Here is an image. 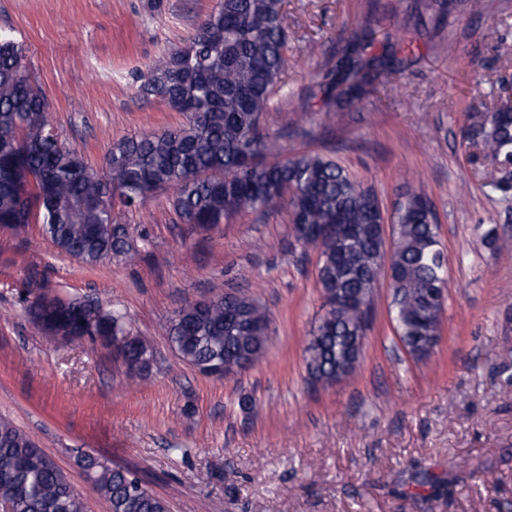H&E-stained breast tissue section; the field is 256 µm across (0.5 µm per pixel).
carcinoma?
I'll return each instance as SVG.
<instances>
[{"label": "carcinoma", "mask_w": 512, "mask_h": 512, "mask_svg": "<svg viewBox=\"0 0 512 512\" xmlns=\"http://www.w3.org/2000/svg\"><path fill=\"white\" fill-rule=\"evenodd\" d=\"M284 0H218L187 41L148 66L139 90L186 114L184 126L124 137L112 143L103 171L91 169L51 126L47 100L32 79L24 48L0 31V224L42 233L64 255L96 267L136 249L124 224L113 222L115 203L144 205L163 188L182 223L207 229L240 213L287 210L294 246L318 249L317 281L324 314L307 346V370L327 385L354 374L366 335L377 276L390 273L399 340L421 352L440 335L443 304L437 288L446 280L437 225L417 191L403 194L393 215L396 238L384 249L373 225L385 221L377 194L334 159L299 153L268 160L277 140L263 125L269 97L287 64ZM373 3L365 26L336 41L334 78L322 97L325 112L365 107L375 85L389 83L400 61L389 40L376 51ZM445 0H410V13L441 17ZM463 139L494 159L512 158V115L472 112ZM321 231L312 238L303 225ZM47 286L26 278L20 303L51 328L75 336L103 333L129 359H151L149 342L131 335L124 316L100 303L59 293L40 299ZM270 318L242 290L203 304H187L170 319L166 335L181 360L195 369L208 363L249 365L266 351ZM82 467L112 512H168L166 501L137 474L79 451ZM422 497L435 512L446 480L425 473ZM0 501L10 512H86V504L55 461L11 420L0 418Z\"/></svg>", "instance_id": "cac0c4a2"}]
</instances>
